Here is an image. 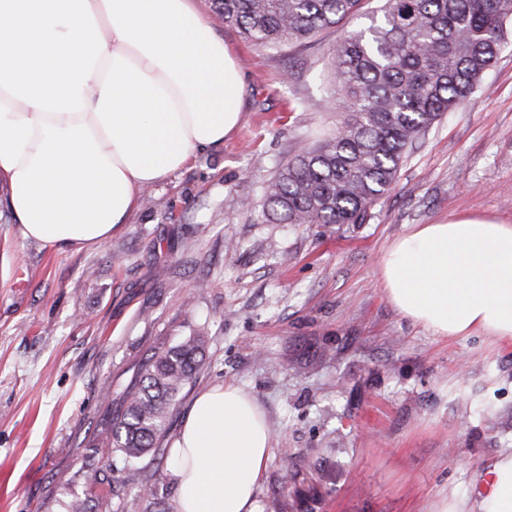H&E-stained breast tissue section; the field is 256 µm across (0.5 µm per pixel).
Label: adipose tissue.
<instances>
[{"label":"adipose tissue","mask_w":512,"mask_h":512,"mask_svg":"<svg viewBox=\"0 0 512 512\" xmlns=\"http://www.w3.org/2000/svg\"><path fill=\"white\" fill-rule=\"evenodd\" d=\"M245 83L195 0H0V180L22 240L97 246L144 189L223 144ZM389 302L432 335L512 344V224H417L380 260ZM272 451L256 400L218 385L172 446L176 512H256ZM440 512H512V452Z\"/></svg>","instance_id":"1"}]
</instances>
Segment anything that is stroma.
I'll return each instance as SVG.
<instances>
[{"label": "stroma", "instance_id": "obj_1", "mask_svg": "<svg viewBox=\"0 0 512 512\" xmlns=\"http://www.w3.org/2000/svg\"><path fill=\"white\" fill-rule=\"evenodd\" d=\"M215 30L244 72L238 131L147 189L109 240H21L0 187V512L77 497L130 512L142 491L107 495L123 459L98 433L145 358L201 327L205 362L164 444L199 393L243 388L272 433L258 506L280 494L308 512H436L471 497L512 451V345L431 335L389 302L379 264L416 224H512V31L364 223L298 226L265 220L264 187L335 127L329 50L345 30L278 51ZM488 407L503 415L494 432Z\"/></svg>", "mask_w": 512, "mask_h": 512}]
</instances>
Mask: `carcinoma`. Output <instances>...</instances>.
<instances>
[{"instance_id": "obj_1", "label": "carcinoma", "mask_w": 512, "mask_h": 512, "mask_svg": "<svg viewBox=\"0 0 512 512\" xmlns=\"http://www.w3.org/2000/svg\"><path fill=\"white\" fill-rule=\"evenodd\" d=\"M214 17L262 48L304 46L351 19L361 0H211ZM512 0H385L381 16L332 46L336 127L301 149L264 189L276 224H360L397 180L413 146L478 89L504 42ZM200 330L150 356L126 388L103 441L130 461L164 455L163 440L186 386L205 359ZM122 482L165 512L143 469Z\"/></svg>"}]
</instances>
